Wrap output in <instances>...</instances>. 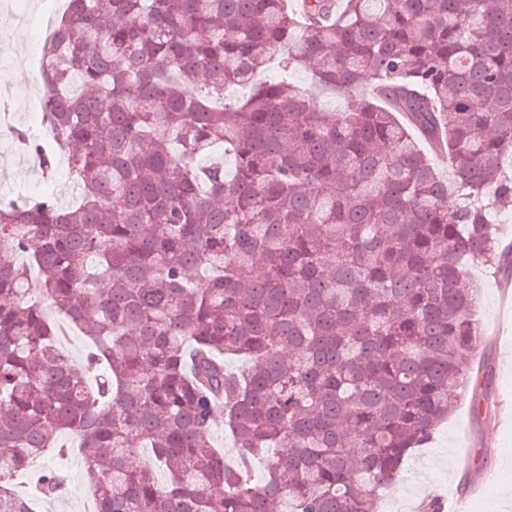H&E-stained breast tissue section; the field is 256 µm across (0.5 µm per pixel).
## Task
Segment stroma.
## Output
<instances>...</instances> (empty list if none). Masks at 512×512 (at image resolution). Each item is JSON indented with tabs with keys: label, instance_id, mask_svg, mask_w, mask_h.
Here are the masks:
<instances>
[{
	"label": "stroma",
	"instance_id": "obj_1",
	"mask_svg": "<svg viewBox=\"0 0 512 512\" xmlns=\"http://www.w3.org/2000/svg\"><path fill=\"white\" fill-rule=\"evenodd\" d=\"M46 9L47 0H0V70L19 72L4 85L10 93L6 110L13 124L26 128L40 118V84L24 64L39 48L33 26ZM47 189L62 204L79 201L81 190L68 175L65 155H58L48 179L33 156L19 152L10 138L0 139V201ZM468 276L482 285L476 318L484 342L475 363L482 371L488 412L474 417L470 396L459 397L431 444L408 459L402 478L381 497L378 512H421L424 502L449 490L456 497L443 501L442 512L458 506L463 512H512V458L506 455L512 448V303L503 300L501 275L472 264ZM57 443L33 457L30 468L58 470L65 490L56 499L37 502L35 512H93L94 495L84 459L74 450L75 438L61 434Z\"/></svg>",
	"mask_w": 512,
	"mask_h": 512
}]
</instances>
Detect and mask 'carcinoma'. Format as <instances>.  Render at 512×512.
<instances>
[{
	"mask_svg": "<svg viewBox=\"0 0 512 512\" xmlns=\"http://www.w3.org/2000/svg\"><path fill=\"white\" fill-rule=\"evenodd\" d=\"M44 56L82 198L0 204V512L58 497L56 470L13 482L57 432L96 512H377L457 392L482 413L463 282L512 270V0H68ZM274 60L381 94L325 111ZM56 325L58 329L65 326L68 329V335H61L59 332V342L61 349L70 357L73 363L77 367H81L84 362L85 353L87 350V340L84 336H81L79 332L69 327L64 321L56 319ZM209 438L215 448L224 452L227 460L231 461L236 457L237 449L234 448L231 438L224 434V419H222L221 416H218L213 424L209 433Z\"/></svg>",
	"mask_w": 512,
	"mask_h": 512,
	"instance_id": "carcinoma-1",
	"label": "carcinoma"
}]
</instances>
